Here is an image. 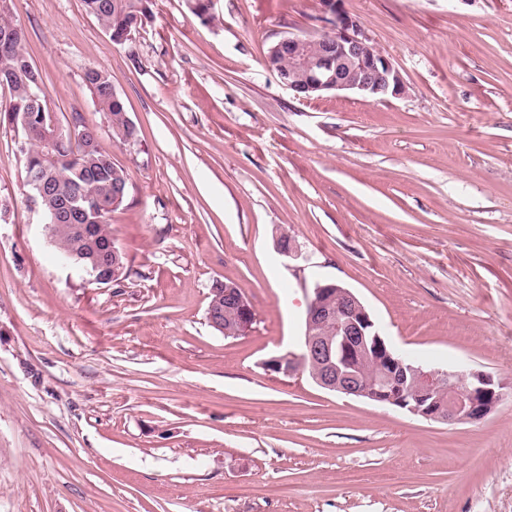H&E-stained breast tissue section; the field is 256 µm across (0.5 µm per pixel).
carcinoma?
Wrapping results in <instances>:
<instances>
[{
	"label": "carcinoma",
	"mask_w": 512,
	"mask_h": 512,
	"mask_svg": "<svg viewBox=\"0 0 512 512\" xmlns=\"http://www.w3.org/2000/svg\"><path fill=\"white\" fill-rule=\"evenodd\" d=\"M84 10L121 44L129 32L143 29L153 18L154 0H82ZM189 10L205 23L215 21L209 0H187ZM26 35L12 16L0 12V87L10 91L5 112L19 138V154L28 201L49 217L48 233L58 257L81 267H92L93 260L112 244L110 216L128 198L129 174L112 163L99 145L96 130L84 116L72 112L65 125L74 126L73 139L53 142L48 110L42 89L43 79L25 49ZM272 63L279 79L288 74V44H283ZM84 81L100 110L106 114L112 136L123 144L138 141L136 125L128 117L121 96L112 87L105 70L90 67ZM343 362L361 385L371 388L384 378L383 365L357 355Z\"/></svg>",
	"instance_id": "obj_1"
}]
</instances>
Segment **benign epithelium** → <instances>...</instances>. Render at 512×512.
<instances>
[{
  "instance_id": "7a95c632",
  "label": "benign epithelium",
  "mask_w": 512,
  "mask_h": 512,
  "mask_svg": "<svg viewBox=\"0 0 512 512\" xmlns=\"http://www.w3.org/2000/svg\"><path fill=\"white\" fill-rule=\"evenodd\" d=\"M318 20L325 28L323 37L301 38L288 35V72L293 80L285 83L302 99L318 98L332 91H345L384 101L403 97L408 85L390 56L379 49L362 22L345 7V0H319ZM345 302V315L336 314L328 296ZM224 295L233 297L236 325L230 333L242 335L250 327L254 309L239 285H224ZM311 331L302 355L274 356L264 361L267 371L288 377H301L300 362L318 365L314 382L321 388L346 396H366L379 404L391 405L407 413L435 422L483 421L495 412L505 396L504 384L481 370L462 372L424 371L406 363L388 350L366 306L349 288L326 281L312 288L306 310ZM337 322L347 351L372 352L384 357L386 380L381 388L364 389L342 367L331 336L313 332L318 326Z\"/></svg>"
}]
</instances>
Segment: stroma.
Listing matches in <instances>:
<instances>
[{
  "instance_id": "35a3bbf8",
  "label": "stroma",
  "mask_w": 512,
  "mask_h": 512,
  "mask_svg": "<svg viewBox=\"0 0 512 512\" xmlns=\"http://www.w3.org/2000/svg\"><path fill=\"white\" fill-rule=\"evenodd\" d=\"M345 5L407 96L303 100L264 67L318 0H214L210 25L155 0L130 47L82 0H13L49 111L129 173L110 224L137 276L58 259L1 123L0 512H512V393L437 423L263 366L300 353L309 290L336 280L397 353L512 386V0ZM224 279L256 313L236 338L206 319ZM84 81L101 112L106 114L113 138L123 144H135L138 141L136 125L128 117L123 100L105 70L89 67L84 72Z\"/></svg>"
}]
</instances>
